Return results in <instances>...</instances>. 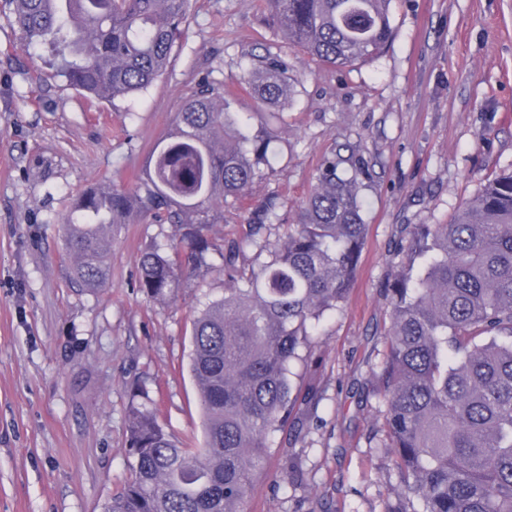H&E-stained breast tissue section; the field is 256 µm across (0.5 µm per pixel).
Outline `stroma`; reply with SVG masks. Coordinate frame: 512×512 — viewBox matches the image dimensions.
<instances>
[{"label":"stroma","instance_id":"obj_1","mask_svg":"<svg viewBox=\"0 0 512 512\" xmlns=\"http://www.w3.org/2000/svg\"><path fill=\"white\" fill-rule=\"evenodd\" d=\"M392 37L351 66L288 44L262 0H190L167 70L144 93L91 101L28 47L0 0V512H102L128 482L127 411L147 391L173 437L202 440L188 369L198 309L224 293L218 255L176 299L150 300L140 256L175 229L143 220L112 241V283L72 276L62 222L91 187H134L182 103L208 79L265 126L246 89L255 56L288 66L295 93L276 126L279 157L253 198L285 222L332 150L362 159L367 242L355 288L292 365L310 403L270 439L247 512H394L400 479L384 448L377 373L390 327L385 286L413 224H446L487 177L512 171V0H391ZM304 474L281 480L288 458Z\"/></svg>","mask_w":512,"mask_h":512}]
</instances>
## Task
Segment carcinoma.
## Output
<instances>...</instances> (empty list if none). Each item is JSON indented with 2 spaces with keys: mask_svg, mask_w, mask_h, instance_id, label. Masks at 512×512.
<instances>
[{
  "mask_svg": "<svg viewBox=\"0 0 512 512\" xmlns=\"http://www.w3.org/2000/svg\"><path fill=\"white\" fill-rule=\"evenodd\" d=\"M11 23L32 47L55 52L74 90L113 101L147 90L166 71L189 0H10ZM283 38L312 59L349 66L392 36L390 0H264ZM250 93L271 108L291 92L286 67L256 57ZM270 132L252 134L207 81L152 150L132 191L90 188L63 227L73 278L90 290L111 278L112 234L142 218L172 224L170 251H145L138 288L153 300L224 267V296L193 321L190 371L199 389L203 444L170 435L146 402L128 411L135 458L103 512H244L270 436L301 404L291 365L325 315L354 288L366 244L363 161H322L292 224L277 197L253 202L242 235L219 243L209 227L224 205L250 196L276 160ZM279 230L275 240L265 236ZM266 259L245 265L248 253ZM387 284L391 328L380 365L385 431L401 495L395 512H512V173L488 179L451 224H414L395 247Z\"/></svg>",
  "mask_w": 512,
  "mask_h": 512,
  "instance_id": "cac0c4a2",
  "label": "carcinoma"
}]
</instances>
